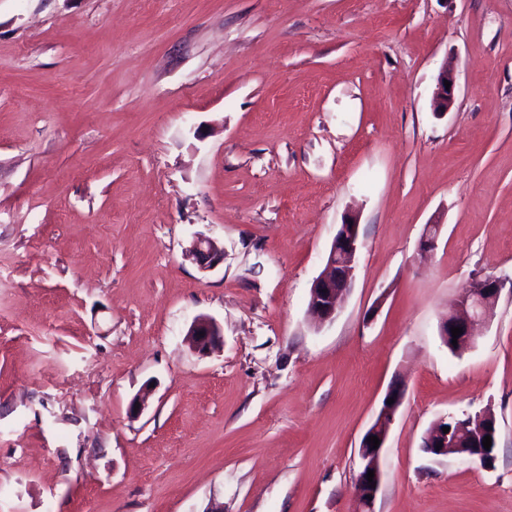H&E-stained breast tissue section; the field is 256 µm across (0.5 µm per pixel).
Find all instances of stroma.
I'll list each match as a JSON object with an SVG mask.
<instances>
[{
    "label": "stroma",
    "instance_id": "1",
    "mask_svg": "<svg viewBox=\"0 0 512 512\" xmlns=\"http://www.w3.org/2000/svg\"><path fill=\"white\" fill-rule=\"evenodd\" d=\"M487 275L492 318L451 353L439 326ZM395 383L373 512H512V0H0V512H363ZM487 407L492 468L423 452ZM444 80L450 82L449 90H446ZM455 75L451 70H448V65L443 67L436 79L435 88L432 94V107L434 112L443 114L448 112L454 103L455 99ZM358 227L356 221H346L339 226L326 263L312 282L309 310L322 322L330 323L336 319L340 298L353 286L356 258L361 246ZM186 254L200 270L208 271L223 262L224 247L210 237L199 235L192 241ZM200 333H204V336H200ZM186 336L195 352L208 354L218 348L223 333L220 325L212 317L200 314L190 324ZM404 396V389L396 385L391 386L383 399L382 406L374 422L362 438L360 456L363 464L355 481V489L359 501L367 509L366 512H373L372 505L374 504L382 479L380 457L383 448H385L395 414L402 405ZM388 399H394V403L388 404ZM370 436H377L381 440L377 449H371L372 444L368 443ZM368 470H374V478L371 483H368ZM369 497H372V500H369Z\"/></svg>",
    "mask_w": 512,
    "mask_h": 512
}]
</instances>
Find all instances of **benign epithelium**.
I'll list each match as a JSON object with an SVG mask.
<instances>
[{
    "label": "benign epithelium",
    "mask_w": 512,
    "mask_h": 512,
    "mask_svg": "<svg viewBox=\"0 0 512 512\" xmlns=\"http://www.w3.org/2000/svg\"><path fill=\"white\" fill-rule=\"evenodd\" d=\"M446 81L450 82V86L444 85ZM455 89V75L445 66L437 76L432 94L434 112L438 114L448 112L454 103ZM358 227L359 224L355 221H346L339 226L326 263L312 282L309 310L313 316L323 322L331 323L336 319L340 298L353 286L356 258L361 246ZM441 229L442 224L439 222H431L425 226L419 241L420 254L429 253L437 247ZM186 254L202 271L211 270L224 261V247L204 235L195 237L186 250ZM501 289L502 281L498 277L489 275L471 279L456 299L448 317L441 322L439 335L446 339L451 335V328L460 327L462 334L457 337L458 342L467 348L471 347L475 342V327L488 323ZM222 336L220 325L213 318L203 314L194 318L187 331L191 348L200 354H208L218 348ZM404 396V389L401 387L396 385L390 387L374 422L362 438L360 456L363 464L355 481V489L359 501L365 506L367 512H373L374 501L372 498L376 497L382 479L380 457L385 448L395 414L402 405ZM389 399L394 400V403H387ZM491 419L492 415L488 411H482L475 416L465 413L462 415L459 429L479 440L490 434L489 421ZM445 422H447V418L439 419L428 433L427 444L423 445L426 452L441 457L448 453V449L454 447L456 439L449 438V434L443 432V423ZM371 436H376L381 440L376 449L371 448V444L368 443ZM457 458L484 468L495 462L493 452L484 448L478 449L476 454L461 451L457 454ZM370 470L374 471L371 483L368 482L367 477Z\"/></svg>",
    "instance_id": "obj_1"
}]
</instances>
